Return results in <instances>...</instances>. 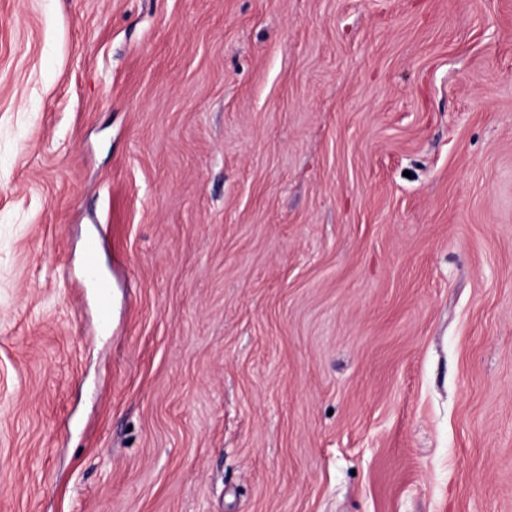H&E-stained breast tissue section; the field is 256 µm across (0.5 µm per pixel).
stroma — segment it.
Instances as JSON below:
<instances>
[{
    "instance_id": "obj_1",
    "label": "stroma",
    "mask_w": 512,
    "mask_h": 512,
    "mask_svg": "<svg viewBox=\"0 0 512 512\" xmlns=\"http://www.w3.org/2000/svg\"><path fill=\"white\" fill-rule=\"evenodd\" d=\"M0 512H512V0H0Z\"/></svg>"
}]
</instances>
